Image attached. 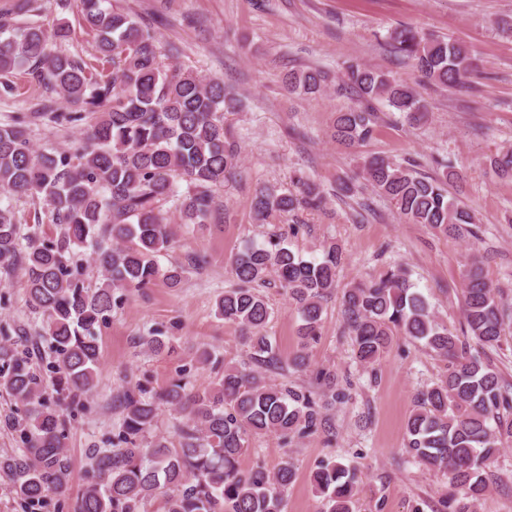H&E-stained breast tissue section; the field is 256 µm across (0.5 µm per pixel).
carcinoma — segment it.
<instances>
[{"label":"carcinoma","instance_id":"1","mask_svg":"<svg viewBox=\"0 0 512 512\" xmlns=\"http://www.w3.org/2000/svg\"><path fill=\"white\" fill-rule=\"evenodd\" d=\"M54 3L76 7L112 73L97 72L60 49L70 28H46L47 7L40 0H14L0 14V77L21 72L51 89L70 107L61 112L53 99L42 100L43 116L56 124L80 126L95 116L78 144L50 152L32 144L29 116L0 124V196H40L51 209L52 223L60 226L53 238L35 232L22 243L14 212L0 205V272L23 270L28 303L46 318L44 333L54 353L43 375L28 353L0 344V391L30 419L20 430L21 453L0 459V471L28 508L43 505L49 494L69 484L63 411L96 388L98 330L121 303V292L158 281L175 288L183 279L184 266L158 263V255L178 238L164 204L175 205L182 228L190 233L208 223L216 191L236 179L239 168L237 145L225 124V114L237 111L239 100L223 80L174 64L177 47L162 46L151 25L109 0ZM390 39L425 84L454 86L480 74L476 54L458 41L410 26ZM346 76L358 105L338 113L332 137L349 148L372 138L374 100L385 101L410 122L427 112L416 88L377 67L350 64ZM327 81L320 69H297L285 75L283 87L290 95H316ZM489 164L498 176L512 178V150L491 156ZM440 167L442 176L432 177L410 161L372 158L362 178L409 222L445 235H471L472 210L448 197V184L459 176L444 163ZM322 204L319 185L309 179H297L293 191L260 185L253 193L252 217L266 224L274 216ZM80 248L90 250L103 278L97 288L86 286L73 265ZM342 261L336 243L325 246L322 257L306 260L276 232L262 244L243 245L231 261L235 285L217 300L216 314L240 331L248 363L224 368L203 391L190 390L181 378L149 399L140 383L126 389L112 447L89 451L90 477L76 512H148L159 495L164 512H283L282 494L295 476L291 462L283 461L271 475L261 468L244 471L239 459L252 435L275 434L286 441L316 431L323 422L322 406L312 392L272 385L262 376L279 360L266 331L273 311L261 288L272 278L285 290L300 315L298 335L306 348L318 339L323 301L336 288ZM462 294L461 337L436 320L399 264L342 294L345 327L364 367L378 364L399 335L447 362L407 419L406 448L428 469L447 476L456 490L444 501L450 512H471V503L487 493L503 441L512 438V386L484 358L485 350L500 346L512 322V302L475 261L464 276ZM142 344L156 354L173 350L172 337L161 328ZM316 379L328 386L332 400L348 398L336 389L331 372L322 369ZM162 405L186 418L177 429L178 443L156 439L145 445ZM312 482L327 512H355L356 468L326 463L312 474Z\"/></svg>","mask_w":512,"mask_h":512}]
</instances>
